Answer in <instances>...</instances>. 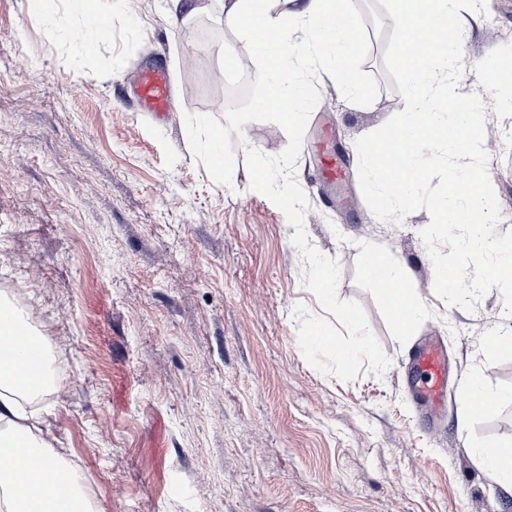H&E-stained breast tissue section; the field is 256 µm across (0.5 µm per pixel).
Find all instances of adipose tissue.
<instances>
[{"instance_id": "ef3b65f1", "label": "adipose tissue", "mask_w": 512, "mask_h": 512, "mask_svg": "<svg viewBox=\"0 0 512 512\" xmlns=\"http://www.w3.org/2000/svg\"><path fill=\"white\" fill-rule=\"evenodd\" d=\"M295 8L276 13L271 0H225L224 15L241 31L255 61L267 68L269 93L259 101L291 128H298L309 88L295 64L303 49L317 54L335 74L344 92L362 95L352 68L358 28L344 0H293ZM401 267L386 265L380 287L400 326L423 311L419 297L405 286ZM13 326L0 321V512H92L71 467L42 436L40 415L27 400L41 397L54 383L51 372L30 374L17 344L8 342ZM39 451L41 475H34L32 451Z\"/></svg>"}]
</instances>
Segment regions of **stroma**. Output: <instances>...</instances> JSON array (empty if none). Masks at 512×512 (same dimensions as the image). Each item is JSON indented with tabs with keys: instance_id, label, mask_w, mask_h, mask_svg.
Masks as SVG:
<instances>
[{
	"instance_id": "obj_1",
	"label": "stroma",
	"mask_w": 512,
	"mask_h": 512,
	"mask_svg": "<svg viewBox=\"0 0 512 512\" xmlns=\"http://www.w3.org/2000/svg\"><path fill=\"white\" fill-rule=\"evenodd\" d=\"M193 15L170 0H112L104 29L82 42L73 0H0V304L22 311L52 359L55 388L34 401L42 428L80 472L94 512H512V490L476 445L512 447V401L471 412L464 383L512 393V332L499 289L469 312L434 291L419 209L382 221L359 185L355 142L400 110L383 52L394 22L377 0H347L361 33L353 65L363 100L319 76L313 114L332 129L346 190L318 177L307 126L295 178L309 201L308 243L340 267V299L359 303L391 360L344 382L305 360L296 305L323 310L285 214L250 187L244 148L281 153L272 122L243 127L230 185L188 145L186 114L223 117L220 64L235 48L257 68L217 0ZM462 11L463 75L512 67V0ZM138 62L167 65L174 110L135 103ZM484 148L512 228V112L482 92ZM400 262L424 311L395 320L363 255ZM448 349V413L431 431L406 381L419 337Z\"/></svg>"
}]
</instances>
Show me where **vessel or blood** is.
<instances>
[{
    "label": "vessel or blood",
    "mask_w": 512,
    "mask_h": 512,
    "mask_svg": "<svg viewBox=\"0 0 512 512\" xmlns=\"http://www.w3.org/2000/svg\"><path fill=\"white\" fill-rule=\"evenodd\" d=\"M173 88L170 75L162 65L139 68L136 99L141 111L167 116L171 111ZM410 381L428 419L442 417L448 393V360L438 339L422 342L409 357Z\"/></svg>",
    "instance_id": "obj_1"
}]
</instances>
